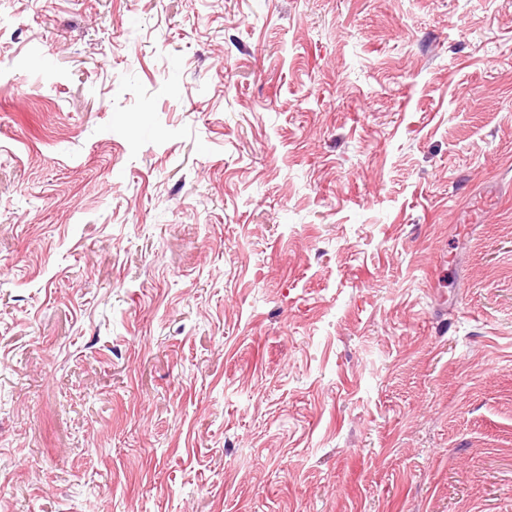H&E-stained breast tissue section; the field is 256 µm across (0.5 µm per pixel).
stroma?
I'll return each instance as SVG.
<instances>
[{
    "label": "stroma",
    "mask_w": 512,
    "mask_h": 512,
    "mask_svg": "<svg viewBox=\"0 0 512 512\" xmlns=\"http://www.w3.org/2000/svg\"><path fill=\"white\" fill-rule=\"evenodd\" d=\"M0 512H512V0H0Z\"/></svg>",
    "instance_id": "1"
}]
</instances>
